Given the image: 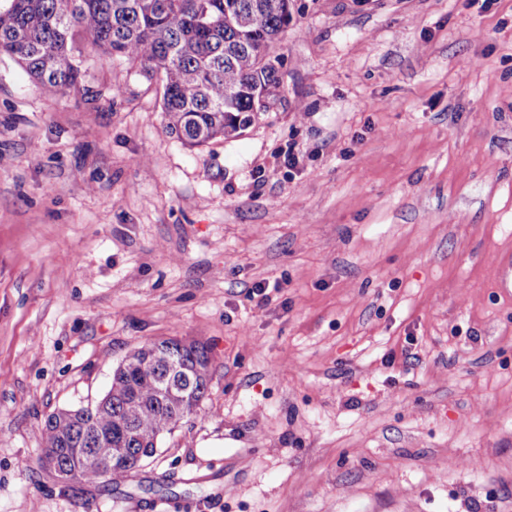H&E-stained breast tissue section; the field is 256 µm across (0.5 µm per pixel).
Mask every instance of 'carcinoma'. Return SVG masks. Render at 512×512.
<instances>
[{
    "instance_id": "carcinoma-1",
    "label": "carcinoma",
    "mask_w": 512,
    "mask_h": 512,
    "mask_svg": "<svg viewBox=\"0 0 512 512\" xmlns=\"http://www.w3.org/2000/svg\"><path fill=\"white\" fill-rule=\"evenodd\" d=\"M255 11L244 39L224 22V0H0V49L47 96L80 84L75 44L138 65L151 79L162 74V109L169 129L190 148L240 136L251 124L252 91L277 90L281 69L268 66L288 27L289 0H237ZM211 359L205 345L168 339L134 351L113 372L96 404L51 414L41 430L43 455L76 481L95 484L127 474L162 438L190 418L205 399ZM172 379L190 386L187 398L168 395ZM116 463L97 459L101 445Z\"/></svg>"
}]
</instances>
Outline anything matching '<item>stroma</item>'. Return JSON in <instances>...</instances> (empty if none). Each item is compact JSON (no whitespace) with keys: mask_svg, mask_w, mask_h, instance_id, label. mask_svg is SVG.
<instances>
[{"mask_svg":"<svg viewBox=\"0 0 512 512\" xmlns=\"http://www.w3.org/2000/svg\"><path fill=\"white\" fill-rule=\"evenodd\" d=\"M291 12L277 107L195 149L132 63L48 98L0 50V512H512V0ZM175 336L211 382L154 457L38 464Z\"/></svg>","mask_w":512,"mask_h":512,"instance_id":"stroma-1","label":"stroma"}]
</instances>
